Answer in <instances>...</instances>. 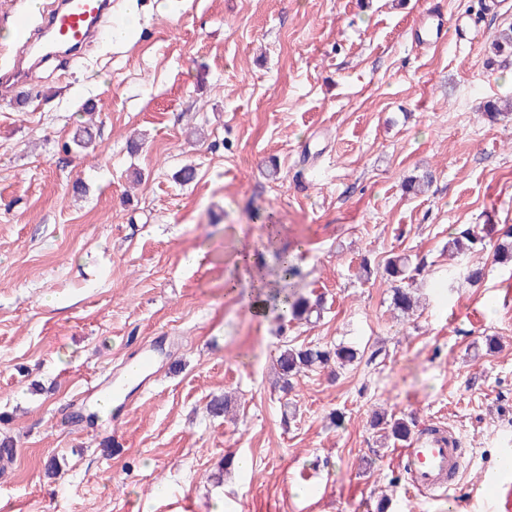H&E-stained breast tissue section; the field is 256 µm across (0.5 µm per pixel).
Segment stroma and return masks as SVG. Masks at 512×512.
Here are the masks:
<instances>
[{
    "mask_svg": "<svg viewBox=\"0 0 512 512\" xmlns=\"http://www.w3.org/2000/svg\"><path fill=\"white\" fill-rule=\"evenodd\" d=\"M432 12L478 38L423 42ZM112 13L137 16L127 42L46 59L34 86L0 96V439L15 448L0 512H376L383 499L503 512L512 268L487 250L451 259L448 238L512 224V114L482 115L512 100V58L489 53L512 0H112ZM85 131L91 146L73 145ZM273 224L296 292L322 301L311 322L257 316L224 288L238 242ZM397 255L422 293L405 319L392 282L360 270ZM339 344L360 358L338 376L275 387L283 348ZM150 346L163 353L151 389L119 419L86 421L88 388ZM224 394L228 414H209ZM377 411L456 440L450 501L410 493Z\"/></svg>",
    "mask_w": 512,
    "mask_h": 512,
    "instance_id": "obj_1",
    "label": "stroma"
}]
</instances>
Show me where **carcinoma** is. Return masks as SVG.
I'll list each match as a JSON object with an SVG mask.
<instances>
[{
	"label": "carcinoma",
	"instance_id": "cac0c4a2",
	"mask_svg": "<svg viewBox=\"0 0 512 512\" xmlns=\"http://www.w3.org/2000/svg\"><path fill=\"white\" fill-rule=\"evenodd\" d=\"M491 52L496 57L512 56V27L502 30L490 45ZM495 235L492 257L498 263L512 264V225L504 224L495 227L483 235H475L468 230L462 231L448 241V250L455 256H466L469 253L486 246L485 239ZM275 266L280 278L289 282L298 273L294 257L284 251H275ZM408 259L401 256L390 258L384 271L394 282L406 279ZM271 310L278 317L289 321L308 319L313 310L320 309V303L312 304L306 298L295 293L292 288H282L269 296ZM392 302L394 309L402 314H410L416 307L411 289L396 287L393 289ZM359 351L352 346L339 345L335 349H324L317 345L287 346L280 351L276 360L280 387L286 391L292 389L296 379L316 368H324L332 363L343 368L358 360ZM372 425L386 426L391 436L404 441L411 435L413 419L404 417L390 420L375 416Z\"/></svg>",
	"mask_w": 512,
	"mask_h": 512
}]
</instances>
